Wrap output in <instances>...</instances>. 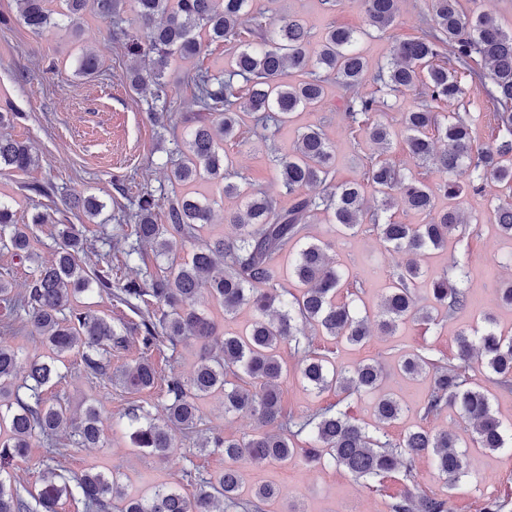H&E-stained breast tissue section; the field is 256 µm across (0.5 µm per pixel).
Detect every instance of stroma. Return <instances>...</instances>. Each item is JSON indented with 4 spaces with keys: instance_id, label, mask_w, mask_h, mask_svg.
Returning a JSON list of instances; mask_svg holds the SVG:
<instances>
[{
    "instance_id": "35a3bbf8",
    "label": "stroma",
    "mask_w": 512,
    "mask_h": 512,
    "mask_svg": "<svg viewBox=\"0 0 512 512\" xmlns=\"http://www.w3.org/2000/svg\"><path fill=\"white\" fill-rule=\"evenodd\" d=\"M282 6L298 15L316 39L331 25L352 29L364 25V14L355 0H343L332 12L325 10L322 0H282ZM423 8L424 0H399L394 26L382 35L363 37L359 48L370 66L389 59L397 41L417 35ZM0 14L9 19L8 25H0V109L10 102L26 114L25 119L0 127V134L31 143L39 156L38 165L29 170L0 172V200L11 205L18 223L30 225L31 244L40 259H50L57 250L58 229L63 224L75 225L88 254L105 253L107 240L123 224V209L130 207L144 188L170 189L168 152L174 147V139L183 138L184 131L179 128L164 133L154 125L146 102L124 77L129 61L110 23L89 15L82 36H74L64 27L40 36L18 20L15 0H0ZM85 50L99 54L100 76H76L77 59ZM315 125L324 127L333 146L337 180L360 179L359 153L371 155L377 148L367 141L362 151H355L346 130L344 97L335 82H327L321 104L296 112L292 123L280 132L276 139L280 152H291L298 133ZM224 149L250 188L264 192L278 206L289 205L268 161V148L253 131H243L239 138L225 142ZM33 183L52 184L54 191L47 197L36 195L28 190ZM511 193L497 182L486 183L480 193L465 191L455 202L469 219L465 232L449 237L444 248L417 258L424 274L417 283L421 289L426 288L429 277L451 272L452 260L464 263L462 286L470 300L466 309L450 318L438 317L430 324L407 320L394 335L377 333L361 345L332 340L314 327L308 330L314 343L329 349L336 364L351 367L373 360L380 363L385 390L395 393L404 408L400 418L385 427L392 440L401 439L421 424L435 431L452 430L464 440L472 434L471 427L454 409L422 419L419 408L431 387L432 375L425 372L413 379L402 378L397 363L401 353L416 349L432 357H453L455 336L475 326L484 314L493 317L498 331L512 335V307L502 305L496 295L497 288L512 275V238L500 232L494 211L497 198ZM80 195L96 196L103 203L96 219H88L72 208L73 198ZM45 211L54 213V223H32L33 214ZM309 234L332 243L333 258L361 287L357 307L376 315L394 273L406 263V254L384 243L367 224L346 241L337 239L333 226L322 221L310 225ZM198 353V344L189 339L174 350L161 346L153 360L160 376H185L195 369ZM282 359L289 371L282 383L289 409L309 413L337 401L368 430L380 427L374 410L375 395L362 393L340 399L331 390L315 393L299 380L296 358L286 352ZM159 396L156 388L127 393L108 379L85 371L81 353H72L61 378L44 387L43 397L47 403H62L74 409L100 403L104 445L70 448L60 460L63 469L79 474L95 467L114 473L130 494H147L161 484L177 487L188 497L196 493L195 474L223 471V455L190 454L192 440L179 433L170 457L157 460L134 448L124 426L118 423L121 415L131 413L135 406L156 403ZM254 427L248 417L225 416L222 394H212L200 403V434L219 433L237 439L251 434ZM466 463V474L455 489H448L429 456L417 462L415 482L420 491L444 500L448 512H479L489 495L508 498L507 512H512V446L496 451L467 449ZM244 470L242 499H249L253 487L259 484L273 485L281 492L279 498L264 505V512H388L389 495L405 488L397 476L380 485L371 480L357 482L336 467H309L298 460L285 465L248 463Z\"/></svg>"
}]
</instances>
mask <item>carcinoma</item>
I'll return each instance as SVG.
<instances>
[{
  "instance_id": "1",
  "label": "carcinoma",
  "mask_w": 512,
  "mask_h": 512,
  "mask_svg": "<svg viewBox=\"0 0 512 512\" xmlns=\"http://www.w3.org/2000/svg\"><path fill=\"white\" fill-rule=\"evenodd\" d=\"M18 18L41 34L61 25L78 33L87 10L112 23L113 31L126 37L127 54L147 62L126 72L130 88L150 90L155 102L150 114L167 131L181 121L190 131L172 156V179L179 185L205 180L222 184L223 196L237 198L240 210L224 216L238 229L231 238L204 239L200 232L212 223L209 200L187 193L166 198L165 223L157 222L159 199L146 191L126 215L130 231L109 241V248L145 260L152 250L158 271L145 279L131 280L112 291V260L106 253L88 270L80 264L83 239L71 224L59 230L61 243L51 261H40L30 251L29 226L17 224L10 205L0 201V247L35 265L27 288L18 292L12 282L0 278V301L15 311L23 324L32 325L43 337L48 355L30 363L18 379V351L0 336V512H59L64 498L83 505V512H256L259 504L280 496L276 488L256 486L253 501L244 503L239 489L244 482L243 460L287 463L298 457L307 461L328 459L354 480L384 479L400 474L410 482L404 492L390 497L388 512H446V503L411 486L417 460L431 456L439 474L453 488L465 471L466 453L473 444L496 451L506 447L505 428L493 411L488 390L466 374L473 354L483 357L488 380L512 387V336L492 327L484 315L482 328L462 331L455 340V361L430 358L420 351L401 355L400 372L413 378L427 370L432 387L421 411L424 418L439 416L454 407L472 424L475 436L462 442L448 430L425 427L409 431L394 442L380 431L369 433L335 404L310 414H295L283 403L281 380L283 346L298 357V374L308 387L321 393H373L380 423L389 425L402 413L401 400L383 390L382 368L375 361L346 368L331 362L306 335L313 325L322 335L360 344L371 335V320L337 295L346 287V273L328 259L329 244L308 240L309 225L320 214L329 217L342 234L370 224L379 237L399 251L421 253L446 245L448 237L463 231L466 220L453 206L434 209L436 192L448 200L464 188L481 190L488 181L512 188V31L506 32L489 14L470 17L459 0H425L427 13L420 16V33L397 42L390 60L372 76L376 92L397 97L404 91L421 90L422 104L406 112L402 125L409 152L417 160L435 159L434 141L443 143L440 168L448 179L430 185L404 174L388 157H368L363 176L380 195L374 207L364 206L361 184L338 182L332 147L319 128L302 132L292 153L275 157L277 176L291 196L280 207L269 196L242 185L245 177L234 170L224 153V141L236 136L245 119L262 129L264 141L290 121L292 115L316 106L325 96V82L332 78L348 92L345 117L349 132L362 129L370 141L387 151L395 132L374 118L379 111L375 92L361 90L369 64L357 49L359 34L329 27L318 41L312 40L303 21L286 12L258 10L253 0H16ZM398 0H361L368 28L385 33L395 22ZM133 15L137 32L123 24ZM214 41H222L229 54L220 75L194 66L185 71L183 84L191 89L194 112L177 113L165 76L177 61L200 57ZM99 55L84 52L76 74L86 79L99 73ZM297 73L293 84L284 77ZM479 84L493 107L498 135L484 144L474 137L471 113L437 111L442 103H460L466 96L459 75ZM38 156L24 142L0 135V168L26 171ZM74 206L89 217L100 214L96 197H79ZM395 207L426 215L424 224H399L388 211ZM500 231L512 237V195L495 206ZM192 246L189 257L177 250ZM294 254L289 276L301 286L299 296L288 300V284L280 276V259ZM420 268L409 263L395 274L393 286L376 315V325L391 335L410 317L434 321L432 311L448 314L468 305V297L448 274L435 277L429 291L434 310L417 307L416 283ZM96 285L99 294L116 298L139 317L127 327L141 343L135 363L110 370L112 349L126 345L127 337L90 310L72 307L79 295ZM210 298L230 316L246 308L250 326L236 335L219 332L217 322L200 308ZM192 338L202 349L196 369L188 377L166 381L159 408L161 416L140 406L129 419L133 447L159 459L174 447L173 430L189 436L199 420L197 400L212 393L224 394V412L248 416L256 432L242 440L213 434L196 444L198 451L224 455V471L200 478L192 497L161 486L149 495L128 496L116 476L102 471L69 475L58 458L68 444L58 431L70 429L72 444L98 448L102 440L100 410L86 406L80 415L62 405H48L43 387L59 376L58 364L73 351L82 353L85 368L106 376L131 394L152 389L158 380L152 352L167 343L172 347ZM272 426L269 432L265 427ZM307 433L308 446L295 438ZM46 448L39 476L31 490H20L7 471L16 459L26 457L33 441Z\"/></svg>"
}]
</instances>
